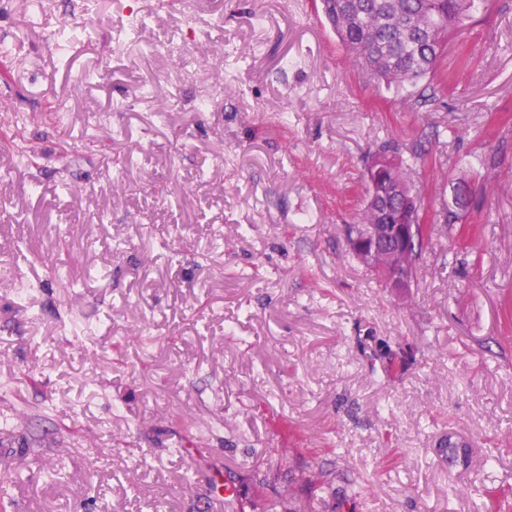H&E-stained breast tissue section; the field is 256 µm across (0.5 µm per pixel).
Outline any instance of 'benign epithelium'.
Masks as SVG:
<instances>
[{
	"mask_svg": "<svg viewBox=\"0 0 512 512\" xmlns=\"http://www.w3.org/2000/svg\"><path fill=\"white\" fill-rule=\"evenodd\" d=\"M394 165H398V160L385 154L371 160L366 171V192L370 198H375L382 187L384 171ZM393 192L405 197L404 207L394 219L362 228L353 236L350 246L362 264L380 275L395 291L403 292L415 281L407 258L419 241L425 213L409 189L396 187Z\"/></svg>",
	"mask_w": 512,
	"mask_h": 512,
	"instance_id": "obj_1",
	"label": "benign epithelium"
}]
</instances>
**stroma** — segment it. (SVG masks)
I'll return each mask as SVG.
<instances>
[{
  "label": "stroma",
  "instance_id": "stroma-1",
  "mask_svg": "<svg viewBox=\"0 0 512 512\" xmlns=\"http://www.w3.org/2000/svg\"><path fill=\"white\" fill-rule=\"evenodd\" d=\"M72 21L96 38L56 46ZM0 40V129L33 158L0 151L8 512H229L222 475L265 512L320 471L335 512L512 493V0L423 107L313 0H0ZM387 139L428 156L437 227L400 295L348 244ZM460 178L475 206L441 226Z\"/></svg>",
  "mask_w": 512,
  "mask_h": 512
}]
</instances>
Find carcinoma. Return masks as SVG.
I'll use <instances>...</instances> for the list:
<instances>
[{
    "instance_id": "obj_1",
    "label": "carcinoma",
    "mask_w": 512,
    "mask_h": 512,
    "mask_svg": "<svg viewBox=\"0 0 512 512\" xmlns=\"http://www.w3.org/2000/svg\"><path fill=\"white\" fill-rule=\"evenodd\" d=\"M478 0H319L321 12L353 64L378 86L403 93L424 105L430 86L409 87L433 73L448 42L461 40L472 23ZM417 151L388 172L398 183H411L421 163ZM469 186L460 182L444 206L446 224H463L471 209Z\"/></svg>"
}]
</instances>
